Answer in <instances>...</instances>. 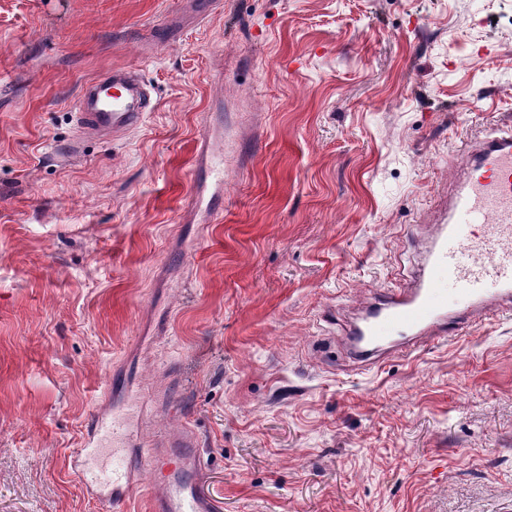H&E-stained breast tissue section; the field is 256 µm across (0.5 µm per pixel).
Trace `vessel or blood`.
<instances>
[{"label":"vessel or blood","instance_id":"obj_1","mask_svg":"<svg viewBox=\"0 0 512 512\" xmlns=\"http://www.w3.org/2000/svg\"><path fill=\"white\" fill-rule=\"evenodd\" d=\"M153 108L136 75L117 69L87 87L75 117L83 130L129 131ZM201 153L212 184L223 187L222 147L206 141ZM455 156L461 174L450 187L448 218L426 246L417 287L405 293L381 291L349 329L360 362H382L406 340H446L493 302L512 306V128L465 141ZM445 282L453 287L457 308H449V297L439 291ZM129 436L120 413L93 417L86 442L73 457V472L88 496L111 504L113 512H125L140 488V471L164 457L170 464L153 487L150 512H214L200 490L203 460L195 435L162 437L135 463L126 460Z\"/></svg>","mask_w":512,"mask_h":512}]
</instances>
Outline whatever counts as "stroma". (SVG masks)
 <instances>
[{
    "mask_svg": "<svg viewBox=\"0 0 512 512\" xmlns=\"http://www.w3.org/2000/svg\"><path fill=\"white\" fill-rule=\"evenodd\" d=\"M115 68L155 110L79 135ZM509 123L512 0H0V512H103L70 460L118 375L216 512H512V315L376 367L348 337ZM201 153L205 157L206 169L212 184L221 189L224 186V150L218 145L211 144L205 137Z\"/></svg>",
    "mask_w": 512,
    "mask_h": 512,
    "instance_id": "35a3bbf8",
    "label": "stroma"
}]
</instances>
